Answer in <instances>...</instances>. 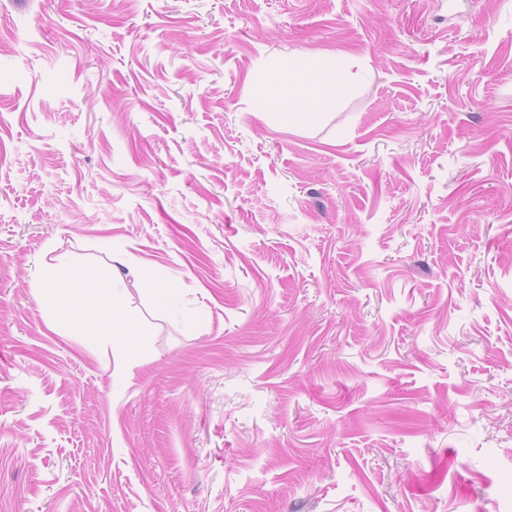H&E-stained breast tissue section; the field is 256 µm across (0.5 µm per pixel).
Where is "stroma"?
Returning <instances> with one entry per match:
<instances>
[{"mask_svg":"<svg viewBox=\"0 0 512 512\" xmlns=\"http://www.w3.org/2000/svg\"><path fill=\"white\" fill-rule=\"evenodd\" d=\"M0 512H512V0H0ZM302 68L308 72L311 77L313 78V82L311 83L310 87L307 89V91L304 94V97L302 100H300V109L303 112H300L298 114H301L302 116H307L309 112H306L310 109H313L315 105L318 102L319 98V75L322 69V63L317 57H306L301 62ZM50 277L53 284L49 287L44 286L43 280L45 277ZM80 278L79 274H74L71 271L63 268H50L40 273L39 277L35 279L33 291L39 300L44 295L45 288H53V312L56 318L65 322L71 317L72 307L75 301L73 284ZM117 300L112 296V306L101 310L97 315H94L84 322V325L92 329L96 335L101 336L106 340L121 342L122 337L131 334L130 327L120 321L116 314Z\"/></svg>","mask_w":512,"mask_h":512,"instance_id":"1","label":"stroma"}]
</instances>
